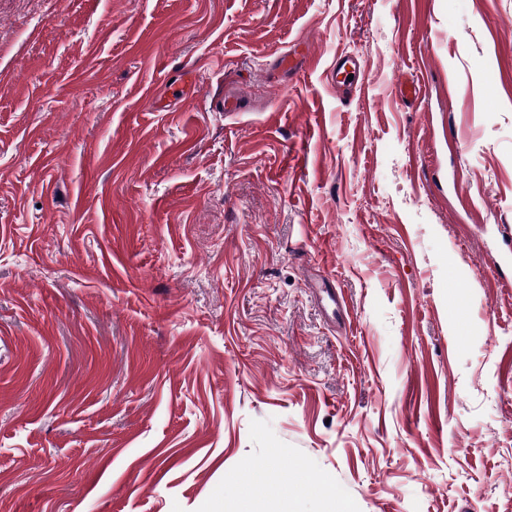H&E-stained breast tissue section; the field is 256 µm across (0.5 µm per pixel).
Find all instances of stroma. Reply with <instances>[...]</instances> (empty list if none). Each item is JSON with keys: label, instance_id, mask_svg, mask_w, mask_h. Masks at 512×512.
Here are the masks:
<instances>
[{"label": "stroma", "instance_id": "1", "mask_svg": "<svg viewBox=\"0 0 512 512\" xmlns=\"http://www.w3.org/2000/svg\"><path fill=\"white\" fill-rule=\"evenodd\" d=\"M292 481L512 512V0H0V512ZM362 73L360 64H357L347 55L337 57L336 62L331 66V70L329 71L331 80L336 84L342 85L346 83H348V85L356 83ZM349 74H353L352 81L347 80ZM340 75L342 76V81L335 80Z\"/></svg>", "mask_w": 512, "mask_h": 512}]
</instances>
